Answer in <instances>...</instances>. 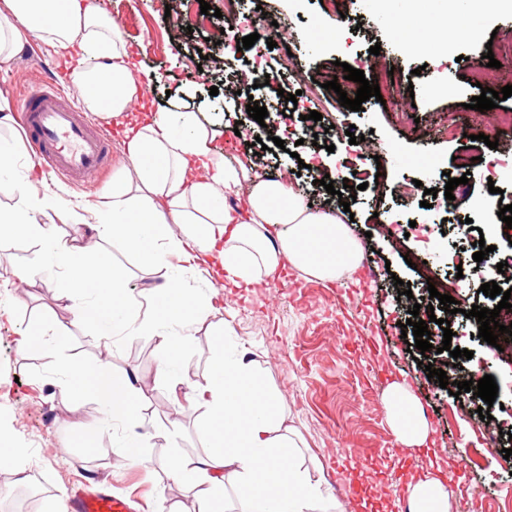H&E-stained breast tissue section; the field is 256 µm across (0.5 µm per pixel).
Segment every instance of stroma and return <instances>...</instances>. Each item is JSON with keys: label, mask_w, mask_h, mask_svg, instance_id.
Masks as SVG:
<instances>
[{"label": "stroma", "mask_w": 512, "mask_h": 512, "mask_svg": "<svg viewBox=\"0 0 512 512\" xmlns=\"http://www.w3.org/2000/svg\"><path fill=\"white\" fill-rule=\"evenodd\" d=\"M453 9L454 0H392V12L385 16L375 0H336L332 9L322 0H240L236 14L211 18L208 26L178 34L170 29L159 0H109V16L128 24L139 76L154 80L148 105L196 112L212 134L214 150L243 158L254 154L256 138L273 135L283 140L284 148L265 156L268 174H287L299 161L315 160L343 179L358 165L359 155H376L393 180L416 179L423 189L409 202L385 197L375 183L363 191L343 189L342 199L354 215L348 228L370 266L345 273L332 284L291 269L247 290L225 289L185 258L173 256L148 266L136 252L102 239L103 258L125 272L134 307L142 315L152 311L146 288L172 276L200 299L213 301V316L186 328L174 326V333L187 334L188 343L183 365L168 371L162 370L150 338L77 319L69 309L64 271L53 256H46L41 273L26 288H18L17 270L41 245L34 239H1L0 433L8 434L22 454L19 472L0 470V512H48L74 486L91 494L136 496L144 502V512H158L162 506L191 512L193 493L169 476L167 464L173 457L190 459L205 449L198 422L207 407L197 399L194 386L221 354L215 334L223 327L232 347L254 361L267 389L282 402L303 466L320 470L327 488L324 512L349 503L354 482L369 487L371 498L392 512H405L397 502L405 497L408 475L436 466L447 473L455 512H498L504 501L512 500V459L502 455L512 449V438L502 437L497 450L474 453L479 432L512 412L507 338L491 346L476 336L474 322L459 319L451 327L452 346L473 353L460 359L455 380L477 381L488 374L498 385V404L483 420L477 413L480 397L465 391L450 395L419 367L417 359L424 353L408 350L400 324L409 313L394 297L398 279L420 292L419 265L443 278L457 265L468 264L471 243L500 246L511 233L489 202L488 179L500 154L512 152V130L497 122L499 112H512V96L484 113L470 109L469 103L481 93L473 81L475 72L487 70L486 52H493L500 63L491 71L488 87L498 91L512 85V11H473L465 21L481 30V38L459 40L444 55L409 50L407 38L415 25L437 26ZM261 11L288 37L259 59L241 43L255 32L252 19ZM222 32L231 38L233 51L218 44ZM376 44L380 53L370 54ZM288 56L303 81L293 79L284 62ZM347 65L363 70L372 84L382 83L383 68H393L396 110L373 99L359 112L341 106L338 91L352 96L358 88L342 77ZM80 66V57L26 31L14 46L0 51V105L10 116L0 125V147L9 148L16 181L27 182L32 192L83 201L85 209L78 213L51 206L37 215L39 223L55 225L60 243L67 246L86 233L88 206L111 191L122 169L123 137L113 132L112 164L102 183L75 187L37 172L16 114L32 85L55 82L72 88V74ZM259 69L273 72L276 88L295 94L297 104L286 111L279 128L252 123L233 130L232 118L220 108L234 92L253 96L268 110L278 107L268 90L256 91L243 82V75ZM333 79L339 80L340 90L327 88ZM214 87L219 90L215 96L210 93ZM313 110L322 119L316 124L321 135L311 143L304 139L305 116ZM398 110L412 112L413 122L397 124ZM332 125L353 129L360 143L352 146L336 139L328 132ZM446 125L460 127L465 139L443 134ZM488 137L497 140V148L485 145ZM464 151L472 158L464 187L470 208L448 207L439 198L423 207L425 190L444 189L448 174L455 171V156ZM414 219L424 224L426 242L387 235L386 225ZM36 326L47 331L41 349L27 343ZM106 347L113 373L135 377L153 427L143 431L116 422L89 445L81 434L103 419V406L91 397H74L63 369L98 365ZM424 355L432 362L438 358L433 350ZM395 382L406 384L418 399L430 428L428 447L397 442L384 401ZM177 389L184 403L179 424L172 428L162 407ZM133 447L142 456L134 464L123 459Z\"/></svg>", "instance_id": "obj_1"}]
</instances>
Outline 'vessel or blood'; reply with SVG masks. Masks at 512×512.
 <instances>
[{
	"instance_id": "obj_1",
	"label": "vessel or blood",
	"mask_w": 512,
	"mask_h": 512,
	"mask_svg": "<svg viewBox=\"0 0 512 512\" xmlns=\"http://www.w3.org/2000/svg\"><path fill=\"white\" fill-rule=\"evenodd\" d=\"M20 109L21 124L39 163L80 185L100 181L112 135L75 110L73 95L46 85L25 96ZM64 507L66 512H131V500L121 494L84 495L73 489Z\"/></svg>"
}]
</instances>
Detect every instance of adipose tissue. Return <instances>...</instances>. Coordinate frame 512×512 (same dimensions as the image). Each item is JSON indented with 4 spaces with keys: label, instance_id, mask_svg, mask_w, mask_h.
Instances as JSON below:
<instances>
[{
    "label": "adipose tissue",
    "instance_id": "1",
    "mask_svg": "<svg viewBox=\"0 0 512 512\" xmlns=\"http://www.w3.org/2000/svg\"><path fill=\"white\" fill-rule=\"evenodd\" d=\"M35 36L50 37L77 50L81 68L73 76L81 101L126 133L129 161L107 201L93 211L92 233L83 242L59 246L51 225L36 214L48 198L15 188L17 205L0 214V235L33 237L68 272L69 299L88 323L112 319L131 336L153 339L163 367L183 358L184 338L168 330L172 321L189 324L209 309L177 280L152 288L155 322H140L127 299L124 273L99 255V241L133 250L147 264L194 252L218 280L231 283L276 278L284 265L324 282L356 267L360 244L331 210H314L288 178H266L253 159L227 163L211 148L209 131L195 112L160 110L133 121V106L148 85L137 75L120 21L84 0H0V46L16 40L14 20ZM236 205H229V198ZM96 304L85 305L88 296ZM67 383L79 396L95 397L107 420L143 426V402L130 375L73 365ZM196 397L208 406L204 430L211 448L193 459L173 460L169 471L194 484L195 512H223L225 487L237 495L240 512H313L323 499L319 482L295 461L286 418L263 387L256 366L243 352L223 353L211 366ZM390 421L401 445L421 446L429 436L418 403L401 384L385 394ZM416 512H452L445 482L427 475L408 486Z\"/></svg>",
    "mask_w": 512,
    "mask_h": 512
}]
</instances>
